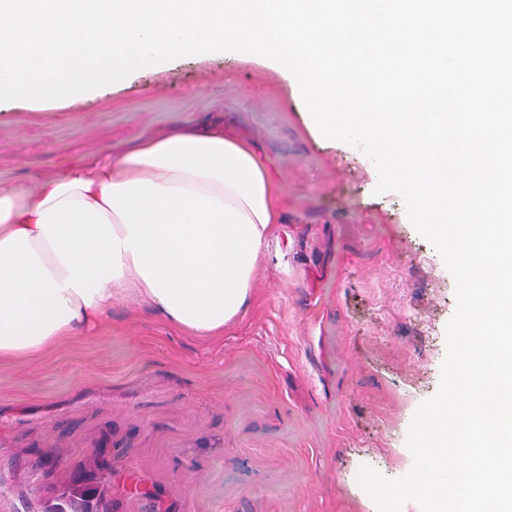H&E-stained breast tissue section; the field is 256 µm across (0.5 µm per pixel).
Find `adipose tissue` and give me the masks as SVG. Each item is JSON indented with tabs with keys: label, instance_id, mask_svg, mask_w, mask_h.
I'll use <instances>...</instances> for the list:
<instances>
[{
	"label": "adipose tissue",
	"instance_id": "ef3b65f1",
	"mask_svg": "<svg viewBox=\"0 0 512 512\" xmlns=\"http://www.w3.org/2000/svg\"><path fill=\"white\" fill-rule=\"evenodd\" d=\"M279 190L256 147L175 129L0 192V359L47 352L120 299L211 336L247 305Z\"/></svg>",
	"mask_w": 512,
	"mask_h": 512
}]
</instances>
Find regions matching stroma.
I'll use <instances>...</instances> for the list:
<instances>
[{
	"label": "stroma",
	"mask_w": 512,
	"mask_h": 512,
	"mask_svg": "<svg viewBox=\"0 0 512 512\" xmlns=\"http://www.w3.org/2000/svg\"><path fill=\"white\" fill-rule=\"evenodd\" d=\"M176 124L221 126L264 156L281 219L240 316L216 336L115 302L94 331L0 360V512H41L109 463L110 512H377L369 466L440 385L455 282L373 161L312 129L256 54L178 58L62 102H0V191L62 175Z\"/></svg>",
	"instance_id": "35a3bbf8"
}]
</instances>
